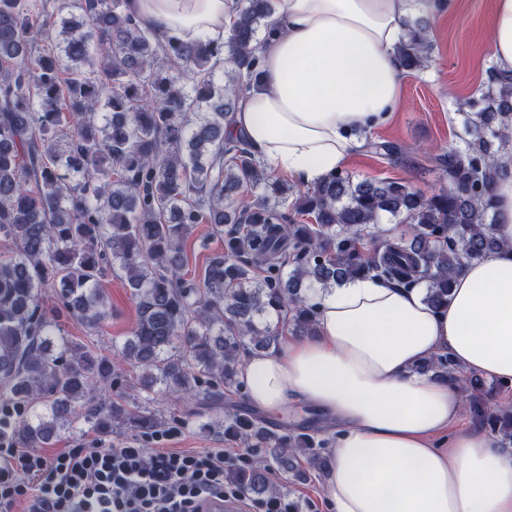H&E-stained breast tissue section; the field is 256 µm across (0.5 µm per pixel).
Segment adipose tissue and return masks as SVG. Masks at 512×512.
Returning <instances> with one entry per match:
<instances>
[{
  "instance_id": "ef3b65f1",
  "label": "adipose tissue",
  "mask_w": 512,
  "mask_h": 512,
  "mask_svg": "<svg viewBox=\"0 0 512 512\" xmlns=\"http://www.w3.org/2000/svg\"><path fill=\"white\" fill-rule=\"evenodd\" d=\"M276 0L258 49L263 82L240 100L234 130L273 172L313 186L344 167L363 131L400 101L397 48L420 3ZM163 39L220 44L238 0H127ZM489 51L512 70V0H494ZM494 230L503 249L472 262L448 303L423 287L369 277L316 300L315 330L283 354H257L240 380L271 413L301 400L340 429L323 477L330 512H512V453L462 427L457 382L421 372L440 353L480 376L512 382V151L502 154ZM446 437V447L435 441Z\"/></svg>"
}]
</instances>
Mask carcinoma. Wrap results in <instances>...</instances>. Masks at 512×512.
Returning <instances> with one entry per match:
<instances>
[{"label": "carcinoma", "instance_id": "1", "mask_svg": "<svg viewBox=\"0 0 512 512\" xmlns=\"http://www.w3.org/2000/svg\"><path fill=\"white\" fill-rule=\"evenodd\" d=\"M126 2L0 0V234L18 248L0 259V406L14 412L0 438L31 448L79 418L149 436L162 425L147 407L157 386L221 402L240 385L244 354L278 350L279 333L263 318L285 313L293 335L313 332L305 282L324 290L360 276L402 288L423 281L426 301L438 307L467 263L500 249L491 211L496 159L512 141V70H488L458 144L434 157L448 187L427 196L403 180L355 182L336 172L302 189L268 173L233 132L239 98L261 75L256 43L270 30L274 0H247L222 47L164 42ZM71 7L83 17L62 22L59 54L47 42L55 16ZM430 33L427 18L406 23L403 71L429 60ZM373 148L403 163L400 146ZM248 186L263 194L249 208L234 206ZM290 195L295 213L312 223L289 218ZM386 217L408 229L368 256L365 240ZM195 224L224 239L199 281L184 273ZM109 269L138 304L121 356L141 368L147 396L130 408L95 401L98 383L122 386L120 373L66 338L41 303L53 288L72 318L97 330L107 318L99 281ZM425 368L457 379L446 354ZM469 410L512 444V407L496 413L474 400ZM224 431L267 449L270 463L224 475L258 497L271 491V465L305 480L295 454L325 447L239 414L224 419Z\"/></svg>", "mask_w": 512, "mask_h": 512}]
</instances>
